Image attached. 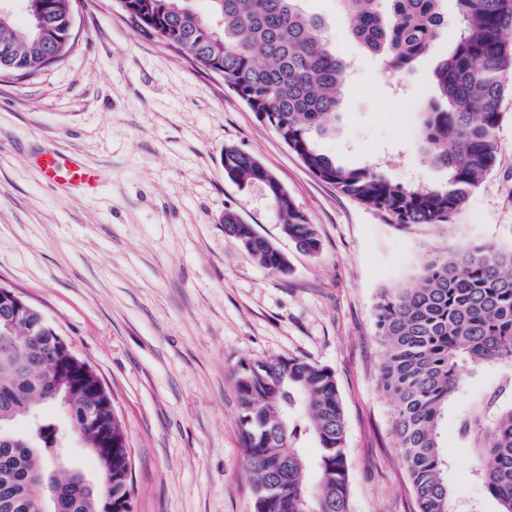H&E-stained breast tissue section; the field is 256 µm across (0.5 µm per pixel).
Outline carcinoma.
<instances>
[{
    "label": "carcinoma",
    "mask_w": 512,
    "mask_h": 512,
    "mask_svg": "<svg viewBox=\"0 0 512 512\" xmlns=\"http://www.w3.org/2000/svg\"><path fill=\"white\" fill-rule=\"evenodd\" d=\"M45 36L10 18L0 33V75L29 77L70 50L56 44L71 0H35ZM203 17L190 0H125L142 30L196 66L224 74V83L271 128L314 175L396 223L445 224L497 163L503 101L512 95V0H455L458 27L435 69L439 97L420 111L430 165L446 171L432 186H408L375 166L349 167L319 152L314 134L336 116L346 66L325 24L299 0H208ZM352 34L383 53L396 71L428 54L444 33L443 0H343ZM224 175L265 185L282 233L307 253L320 249L315 225L257 158L224 148ZM224 233L259 265L288 273L287 256L233 212ZM0 302V512H129V448L112 449V485L89 483L56 444L58 422L30 414L59 409L69 431L96 447L101 431L86 425L105 399L79 381L77 366L56 345V330L32 314L3 326ZM384 347L380 386L391 399L392 434L401 449L416 512H454L442 472L449 455L440 441L448 404L484 367L497 368L459 431L481 465L474 469L498 512H512V251L491 244L433 251L415 284L385 291L375 320ZM238 427L255 495V512H351L343 406L332 371L299 358L248 360L233 373ZM67 393L68 408L52 400ZM314 441L318 452L305 451Z\"/></svg>",
    "instance_id": "1"
}]
</instances>
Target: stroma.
Masks as SVG:
<instances>
[{"label": "stroma", "mask_w": 512, "mask_h": 512, "mask_svg": "<svg viewBox=\"0 0 512 512\" xmlns=\"http://www.w3.org/2000/svg\"><path fill=\"white\" fill-rule=\"evenodd\" d=\"M72 4L64 58L30 78L0 76V286L39 311L110 393L131 450V512H254L232 372L288 357L335 376L351 512H415L379 387L376 305L415 281L428 251L512 250V98L497 166L463 208L446 224L401 226L314 176L221 76L145 35L118 0ZM300 6L350 65L318 148L404 184L442 181L424 159L418 110L437 95L447 41L396 72L353 39L341 0ZM228 145L277 177L316 224L318 253L282 236L263 185L225 178ZM48 148L81 156L96 188L45 186L36 159ZM228 211L287 254L288 274L225 235ZM495 376L480 370L441 429L459 512H498L457 422Z\"/></svg>", "instance_id": "obj_1"}]
</instances>
